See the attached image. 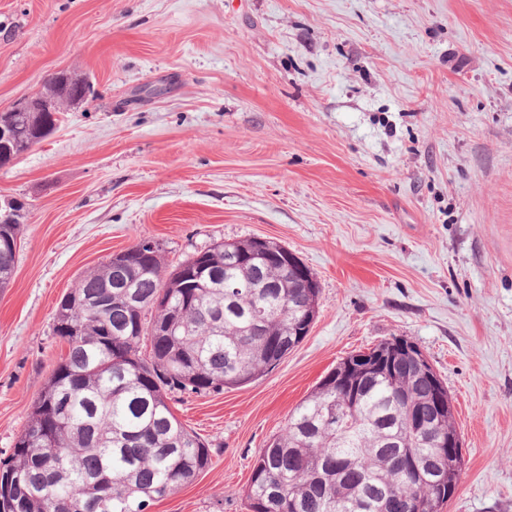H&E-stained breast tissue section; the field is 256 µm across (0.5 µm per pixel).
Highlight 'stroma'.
Listing matches in <instances>:
<instances>
[{
    "mask_svg": "<svg viewBox=\"0 0 512 512\" xmlns=\"http://www.w3.org/2000/svg\"><path fill=\"white\" fill-rule=\"evenodd\" d=\"M60 70L94 98L0 168L28 205L0 290V459L80 275L141 240L173 268L260 237L312 272L317 318L253 383L172 397L211 464L152 512H247L260 448L392 338L454 407L441 512H512V0H0V107Z\"/></svg>",
    "mask_w": 512,
    "mask_h": 512,
    "instance_id": "obj_1",
    "label": "stroma"
}]
</instances>
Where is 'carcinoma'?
<instances>
[{"mask_svg":"<svg viewBox=\"0 0 512 512\" xmlns=\"http://www.w3.org/2000/svg\"><path fill=\"white\" fill-rule=\"evenodd\" d=\"M19 224H0V288L10 285L16 260L5 245L18 239ZM201 261L227 276L229 287L195 288L166 269L159 250L116 269L108 263L82 275L65 295L54 322L71 319L73 336L34 402L12 453L0 461V512H145L146 506L192 482L210 463L208 446L188 430L169 405L172 393H221L243 387L279 364L308 335L306 312L319 306L320 290L305 300L279 281L281 265L254 276L224 267V244ZM133 286L139 310L115 288ZM163 295L181 316L172 347L150 335L152 303ZM139 320L132 336L104 342L103 330ZM150 338V356H141ZM362 355L341 360L288 417L281 433L260 449L244 496L248 512H381L392 493L440 512L453 493L430 476L413 477L395 465L399 454L421 462L435 457L428 436H415L410 421L426 409L433 382L414 365L381 375L354 406L344 402L336 371L357 380ZM106 478L110 507L91 506L79 492Z\"/></svg>","mask_w":512,"mask_h":512,"instance_id":"carcinoma-1","label":"carcinoma"}]
</instances>
